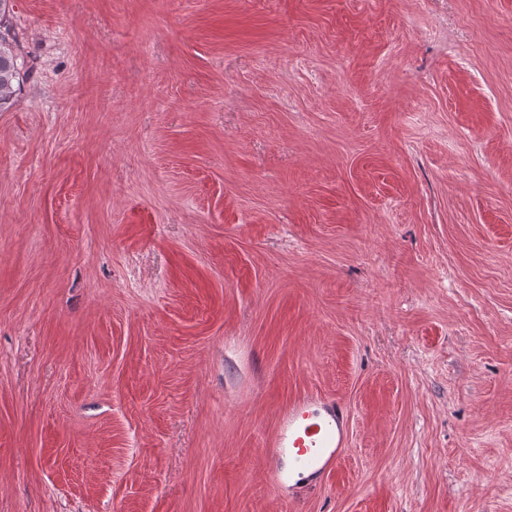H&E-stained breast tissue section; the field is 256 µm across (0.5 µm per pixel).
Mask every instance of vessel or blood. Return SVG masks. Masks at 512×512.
<instances>
[{"label":"vessel or blood","mask_w":512,"mask_h":512,"mask_svg":"<svg viewBox=\"0 0 512 512\" xmlns=\"http://www.w3.org/2000/svg\"><path fill=\"white\" fill-rule=\"evenodd\" d=\"M346 439L344 411L335 401H296L284 414L271 450L274 486L287 489L298 474L323 479L335 469Z\"/></svg>","instance_id":"1"}]
</instances>
